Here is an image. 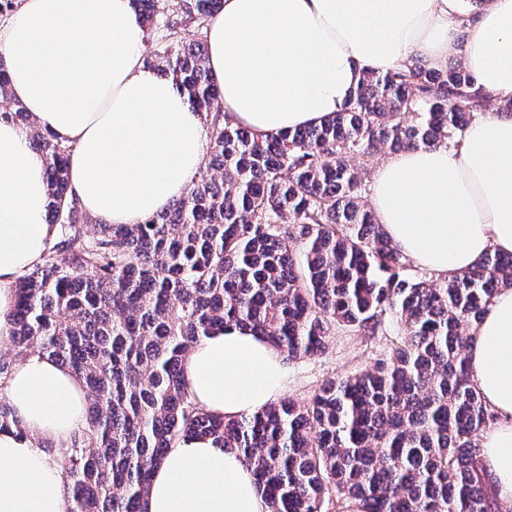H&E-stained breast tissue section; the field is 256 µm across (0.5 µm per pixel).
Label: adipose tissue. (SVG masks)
Returning a JSON list of instances; mask_svg holds the SVG:
<instances>
[{
    "mask_svg": "<svg viewBox=\"0 0 512 512\" xmlns=\"http://www.w3.org/2000/svg\"><path fill=\"white\" fill-rule=\"evenodd\" d=\"M466 44H459L460 31ZM208 66L227 122L259 135L315 125L339 111L365 70L450 57L478 87L512 97V0H224L206 31ZM145 34L131 0H22L0 27L10 89L38 124L72 145L69 177L83 209L108 224H137L182 197L205 151L200 115L169 79L143 63ZM44 163L11 115L0 114V346L12 340L13 284L55 234L46 222ZM370 206L387 236L437 274L469 270L484 254L512 253V117L483 114L458 146L418 148L376 170ZM468 361L496 415L480 459L501 512H512V288L474 329ZM194 399L227 418L277 402L284 355L231 326L184 360ZM24 433L0 432V512H67L47 446L86 426L80 379L48 356L16 365L4 390ZM145 512H269L236 452L212 440L171 448Z\"/></svg>",
    "mask_w": 512,
    "mask_h": 512,
    "instance_id": "adipose-tissue-1",
    "label": "adipose tissue"
}]
</instances>
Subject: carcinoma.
<instances>
[{
    "instance_id": "carcinoma-1",
    "label": "carcinoma",
    "mask_w": 512,
    "mask_h": 512,
    "mask_svg": "<svg viewBox=\"0 0 512 512\" xmlns=\"http://www.w3.org/2000/svg\"><path fill=\"white\" fill-rule=\"evenodd\" d=\"M157 66L203 114L206 169L186 195L140 224H100L69 181L71 146L41 128L9 91L0 113L30 132L44 160L56 236L13 284L12 345L70 369L87 391L86 428L57 462L68 512H142L168 449L209 438L235 449L270 512H500L479 467L493 414L471 378V330L512 254L489 252L463 273L431 274L386 235L363 202L351 160L378 147L451 148L491 95L461 64L367 71L315 126L265 138L224 122L206 64L205 31L223 0H133ZM191 27L193 46L180 44ZM396 319L401 338L368 370L329 379L303 404L273 403L226 420L194 400L183 360L238 325L288 360L325 350L335 328L372 338ZM22 432L0 397V431Z\"/></svg>"
}]
</instances>
